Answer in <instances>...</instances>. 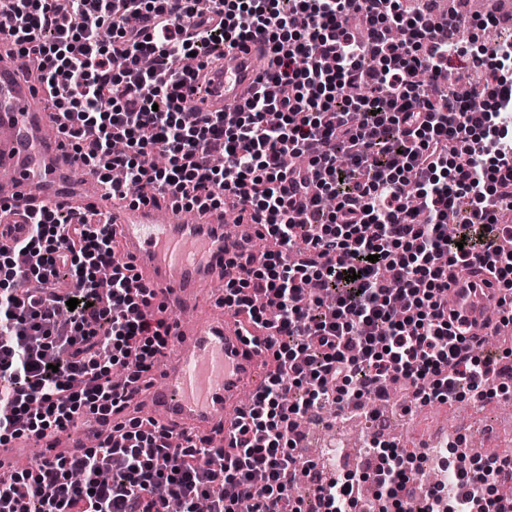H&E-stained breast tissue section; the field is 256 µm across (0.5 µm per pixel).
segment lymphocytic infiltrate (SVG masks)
Here are the masks:
<instances>
[{"instance_id": "1", "label": "lymphocytic infiltrate", "mask_w": 512, "mask_h": 512, "mask_svg": "<svg viewBox=\"0 0 512 512\" xmlns=\"http://www.w3.org/2000/svg\"><path fill=\"white\" fill-rule=\"evenodd\" d=\"M0 16L19 71L41 57L61 134L102 183L134 202L178 191L188 211L229 194L263 226L269 248L237 253L224 306L264 329L273 362L223 469L208 437L131 418L98 447L17 466L0 512H302L288 494L297 420L387 380L410 401L488 397L497 363L452 331L447 271L483 263L512 308L511 40L460 44L434 0H0ZM255 35L276 66L249 109L194 112L182 59L217 63ZM456 61L480 75L464 98L445 81ZM135 280L92 208L36 213L0 243V445L109 417L148 382L170 323ZM457 459L453 491L429 485L422 512H501L485 491L512 460ZM367 478L323 480L317 512H348Z\"/></svg>"}]
</instances>
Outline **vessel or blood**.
Masks as SVG:
<instances>
[{"label":"vessel or blood","instance_id":"1","mask_svg":"<svg viewBox=\"0 0 512 512\" xmlns=\"http://www.w3.org/2000/svg\"><path fill=\"white\" fill-rule=\"evenodd\" d=\"M264 43L245 41L234 51L233 66L210 71L207 93L195 99L199 112H231L246 107L258 86L256 58ZM49 105L36 77H22L0 67V224L24 223L33 210L95 207L120 233L121 255L141 280L154 288L173 314V343L156 384L134 394L127 415L151 418L175 437L221 431L232 444L242 409L243 390L258 388L265 374L256 347L248 338L255 329L227 314L200 322L198 313L210 303L208 284L237 278L230 265L243 237L227 235L223 209L197 213L186 222L172 201L121 206L92 168L74 159L65 139L50 137ZM451 311L456 326L468 336H488L495 327L486 317L488 303L500 297L496 282L466 285L449 272ZM102 430L87 419L82 435L58 434L40 440L20 438L0 445V471L27 461L35 446L77 453Z\"/></svg>","mask_w":512,"mask_h":512}]
</instances>
